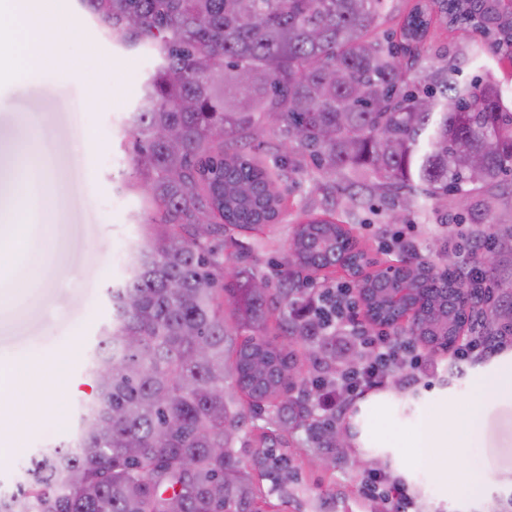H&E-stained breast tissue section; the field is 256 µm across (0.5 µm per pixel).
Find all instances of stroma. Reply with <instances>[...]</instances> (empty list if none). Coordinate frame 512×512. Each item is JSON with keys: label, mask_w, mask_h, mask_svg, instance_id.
Returning a JSON list of instances; mask_svg holds the SVG:
<instances>
[{"label": "stroma", "mask_w": 512, "mask_h": 512, "mask_svg": "<svg viewBox=\"0 0 512 512\" xmlns=\"http://www.w3.org/2000/svg\"><path fill=\"white\" fill-rule=\"evenodd\" d=\"M68 17L65 28L51 36L52 50L64 57L66 67L48 62L27 72L14 67L10 39L12 19L0 12V172L10 173L13 146L10 135L50 158L56 202L46 207L39 191H32L25 216L27 244L6 268L0 269V363L35 361L32 383H13L0 391V413L11 416L29 406L31 385L54 374V362L69 353L70 362L48 398L63 412L25 430L0 428V439L14 450L0 466V486H13L19 461L39 449L67 441L76 433L82 403L94 394V383L85 372L89 345L101 325L112 320L107 294L124 278V265L113 263L120 247L137 242L150 210L130 184L133 150L126 122L135 109L143 86L159 63L149 47L125 48L111 34L102 32L79 0H51ZM472 37L456 28L433 22L416 70L436 64L435 51L448 50V61L458 64L459 82L493 73L506 105H512V57L490 50L473 54ZM287 215L264 233L241 236L255 246V273L274 275L288 260L296 223L307 211H343L349 194L361 204L350 228L353 237L374 264L393 261L392 238L404 232L418 253L433 258L436 248L447 247L458 262L469 259L461 235L462 225L451 223L454 203H430L392 224L386 209L370 186L356 189L340 176L313 181L309 174L291 175L287 182ZM121 203L107 207L111 198ZM492 368L484 363L449 379L444 369L428 371L419 383L397 396L368 394L353 404L345 426L351 437L349 460L330 469L310 463L306 433H298L291 454L299 468L301 485L295 502L284 504L270 497L263 512H372L375 500L365 487L368 471L351 466V458L378 462L406 485L419 512H491L495 503L512 498V403H489L484 410L485 434L473 447L448 454L449 469L459 476L475 474L483 481L480 496L462 487L445 492L430 470L404 465L402 444L418 422L443 398L455 406L472 399L477 380Z\"/></svg>", "instance_id": "stroma-1"}]
</instances>
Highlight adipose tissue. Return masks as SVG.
<instances>
[{
	"instance_id": "ef3b65f1",
	"label": "adipose tissue",
	"mask_w": 512,
	"mask_h": 512,
	"mask_svg": "<svg viewBox=\"0 0 512 512\" xmlns=\"http://www.w3.org/2000/svg\"><path fill=\"white\" fill-rule=\"evenodd\" d=\"M6 2L16 21L19 64L25 70L39 69L48 48L49 28L59 24L60 18L48 10L44 0ZM491 402H512L511 362H503L478 380L468 409H454L446 400L419 422L407 442L410 464L428 467L438 483H447L451 478L446 464L449 449L467 448L481 439L483 410Z\"/></svg>"
}]
</instances>
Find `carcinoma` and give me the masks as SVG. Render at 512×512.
Here are the masks:
<instances>
[{"instance_id":"carcinoma-1","label":"carcinoma","mask_w":512,"mask_h":512,"mask_svg":"<svg viewBox=\"0 0 512 512\" xmlns=\"http://www.w3.org/2000/svg\"><path fill=\"white\" fill-rule=\"evenodd\" d=\"M79 2L126 47L160 58L127 119L153 213L124 283L109 291L112 323L86 367L96 394L81 405L75 440L33 455L0 512H259V477L269 493L295 496L288 442L298 430L319 462L346 447L336 419L314 412L315 381L365 358L337 355L336 336L293 318L302 270L346 259L367 324L393 328L408 312L409 335L434 350L465 326L512 331V279L497 274L512 257V225L492 224L490 201L470 229L490 239L472 256L485 278L470 282L447 256L439 268L412 254L397 281L366 274L345 224L309 212L274 286L246 273L254 249L234 236L280 223L282 185L309 164L375 179L402 218L424 198L501 187L512 176V110L500 84L488 75L459 87L446 67L408 74L436 18L512 55V14L499 0H425L399 36L383 38L370 31L388 0ZM270 127L291 148L271 167L252 151ZM215 235L238 247L227 269L209 247ZM221 280L227 310L215 302ZM273 317L276 342L264 338ZM297 345L316 374L300 377Z\"/></svg>"}]
</instances>
